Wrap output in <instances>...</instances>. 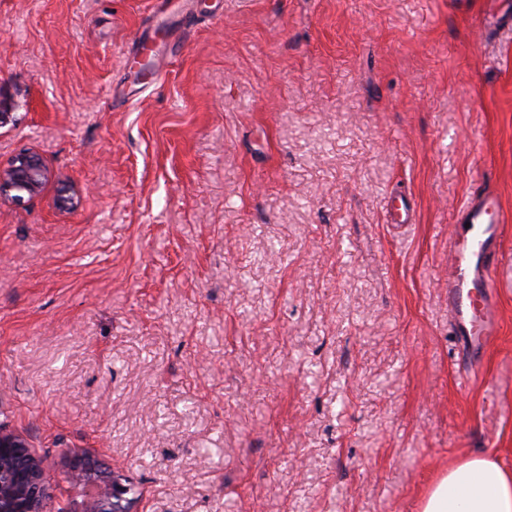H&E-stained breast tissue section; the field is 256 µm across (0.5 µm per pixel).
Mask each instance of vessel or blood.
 <instances>
[{
  "label": "vessel or blood",
  "instance_id": "obj_1",
  "mask_svg": "<svg viewBox=\"0 0 512 512\" xmlns=\"http://www.w3.org/2000/svg\"><path fill=\"white\" fill-rule=\"evenodd\" d=\"M458 221L467 230L454 243L456 261L448 281V305L457 335L477 351L495 326L492 258L505 218L497 198L487 194L463 206Z\"/></svg>",
  "mask_w": 512,
  "mask_h": 512
}]
</instances>
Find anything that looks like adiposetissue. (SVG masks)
Masks as SVG:
<instances>
[{"instance_id": "adipose-tissue-1", "label": "adipose tissue", "mask_w": 512, "mask_h": 512, "mask_svg": "<svg viewBox=\"0 0 512 512\" xmlns=\"http://www.w3.org/2000/svg\"><path fill=\"white\" fill-rule=\"evenodd\" d=\"M420 512H512V471L488 456H468L431 484Z\"/></svg>"}]
</instances>
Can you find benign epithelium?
I'll list each match as a JSON object with an SVG mask.
<instances>
[{"mask_svg": "<svg viewBox=\"0 0 512 512\" xmlns=\"http://www.w3.org/2000/svg\"><path fill=\"white\" fill-rule=\"evenodd\" d=\"M49 172L40 157L19 152L0 165V196L17 203L41 193ZM66 487L55 491L44 481V461L22 434L0 424V512H138L143 494L131 493L125 477L107 468L97 448H65Z\"/></svg>", "mask_w": 512, "mask_h": 512, "instance_id": "7a95c632", "label": "benign epithelium"}]
</instances>
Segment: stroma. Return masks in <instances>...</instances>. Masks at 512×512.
Instances as JSON below:
<instances>
[{
  "instance_id": "obj_1",
  "label": "stroma",
  "mask_w": 512,
  "mask_h": 512,
  "mask_svg": "<svg viewBox=\"0 0 512 512\" xmlns=\"http://www.w3.org/2000/svg\"><path fill=\"white\" fill-rule=\"evenodd\" d=\"M0 94V163L50 173L0 198V422L47 483L96 448L141 512H419L469 455L512 470V0H0ZM49 179V172L40 157L30 152H19L6 165H0V196H9L16 203H23L25 197L32 198L41 193ZM458 222L470 223V227L454 243L456 261L448 280V306L454 313L456 334L478 351L495 326L497 287L492 258L505 218L498 199L486 194L463 206Z\"/></svg>"
}]
</instances>
